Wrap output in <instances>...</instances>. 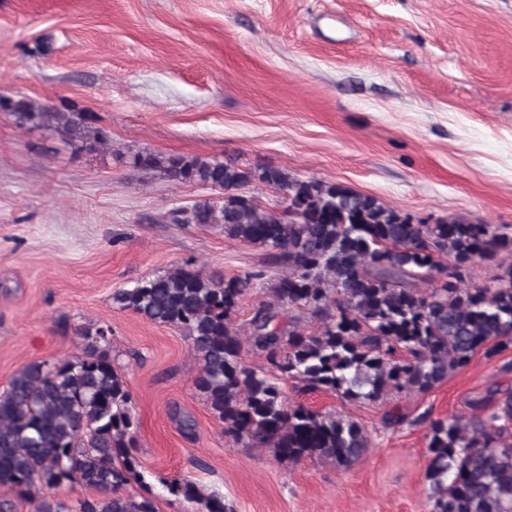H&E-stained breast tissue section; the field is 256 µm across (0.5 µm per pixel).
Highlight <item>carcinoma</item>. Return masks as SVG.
<instances>
[{"instance_id": "cac0c4a2", "label": "carcinoma", "mask_w": 512, "mask_h": 512, "mask_svg": "<svg viewBox=\"0 0 512 512\" xmlns=\"http://www.w3.org/2000/svg\"><path fill=\"white\" fill-rule=\"evenodd\" d=\"M17 121L45 126L63 140L100 148L110 137L93 116L73 107L7 100ZM134 165L161 170L175 183L224 190L220 204L183 212V224H220L224 235L270 251L288 269L273 302L254 309L247 337L234 315L249 279L205 277L181 267L115 292L112 301L148 320L187 331L200 363L197 388L224 422V435L248 448H269L282 461L316 456L348 467L367 451L356 421L287 402L281 380L375 403L397 392L424 394L467 366L512 347V263L491 284L470 288L478 261L512 254V234L463 217L432 224L342 184L303 180L279 168L259 172L231 161L139 154ZM259 180L281 196L282 211L265 210L243 191ZM439 285L423 288L434 276ZM296 308L321 321L315 330L280 310ZM111 329L87 328L85 356L43 361L18 371L0 393V489L37 500L35 512H157L151 491L127 496L140 477L137 426L124 378L112 367ZM268 367L242 359L243 340ZM469 415L414 419L396 410L389 428L427 424L431 512H512V391L490 388L468 403ZM99 497L72 507L50 491L63 484ZM197 512H230L224 498L187 479L166 484Z\"/></svg>"}]
</instances>
